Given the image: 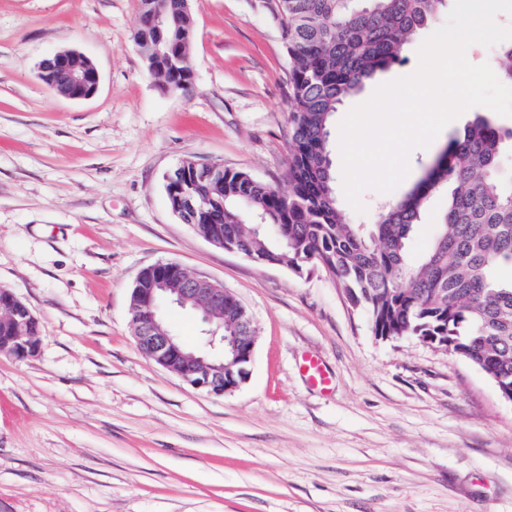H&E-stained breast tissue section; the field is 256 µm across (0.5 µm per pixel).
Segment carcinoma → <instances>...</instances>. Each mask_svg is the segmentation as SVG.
I'll return each instance as SVG.
<instances>
[{"label":"carcinoma","mask_w":512,"mask_h":512,"mask_svg":"<svg viewBox=\"0 0 512 512\" xmlns=\"http://www.w3.org/2000/svg\"><path fill=\"white\" fill-rule=\"evenodd\" d=\"M450 0H256L278 25L288 57L290 141L286 193L249 173L224 170L221 185L199 183L212 209L205 234L224 225L225 245L262 265L320 268L363 311L377 336H416L512 386V181L499 172L502 134L476 115L414 188L383 209L370 234L351 224L335 188L329 148L342 103L394 64ZM190 3L146 5L134 43L163 91L191 84ZM178 58L158 66L156 51ZM512 83V43L493 60ZM448 187V208L423 257L408 260L414 226L433 193ZM288 225L283 238L277 225Z\"/></svg>","instance_id":"obj_1"}]
</instances>
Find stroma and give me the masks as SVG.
<instances>
[{"instance_id": "35a3bbf8", "label": "stroma", "mask_w": 512, "mask_h": 512, "mask_svg": "<svg viewBox=\"0 0 512 512\" xmlns=\"http://www.w3.org/2000/svg\"><path fill=\"white\" fill-rule=\"evenodd\" d=\"M253 0H191L193 80L161 91L133 41L139 0H0V289L39 325V350L0 353V512H512V403L466 361L414 336L374 335L324 271L261 265L170 210L165 176L219 162L287 189L288 59ZM428 30L340 114L411 74ZM80 52L86 100L38 65ZM465 112L410 155L424 177ZM174 261L251 313L248 380L216 396L146 359L132 284ZM315 353L334 378L312 386ZM76 53L69 50L59 51L50 57L43 59L39 64V77L51 89L60 95L73 100H85L93 97L99 88L100 75L94 63L87 57L75 55ZM79 69L89 71H75L71 64V59ZM64 80L65 83L61 81ZM69 88L79 87L81 92L73 95L69 93Z\"/></svg>"}]
</instances>
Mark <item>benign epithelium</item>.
Instances as JSON below:
<instances>
[{
  "label": "benign epithelium",
  "instance_id": "7a95c632",
  "mask_svg": "<svg viewBox=\"0 0 512 512\" xmlns=\"http://www.w3.org/2000/svg\"><path fill=\"white\" fill-rule=\"evenodd\" d=\"M73 52L59 51L39 64V77L51 89L73 100L93 97L99 88L98 69L75 71L71 64ZM214 182L224 180V165L196 162L192 167L181 163L165 176V189L184 186L197 177ZM184 223L197 228L206 215L204 206L193 202L185 193L182 204L173 210ZM157 276L152 284L137 276L131 298V322L137 346L150 361L178 376L194 388L214 395L237 389L250 374L256 332L251 315L224 285L208 277L192 275L175 262L153 264ZM193 304L202 314L204 343L199 351L184 353L176 336L163 319L162 308L169 304L180 307ZM235 319V336L224 335V316ZM0 322L14 326V336L5 344L8 354L17 358L34 356L39 343L27 332L36 322L31 311L13 294L0 300Z\"/></svg>",
  "mask_w": 512,
  "mask_h": 512
}]
</instances>
